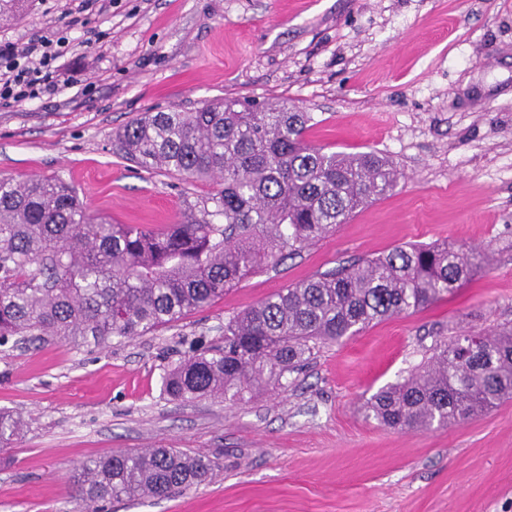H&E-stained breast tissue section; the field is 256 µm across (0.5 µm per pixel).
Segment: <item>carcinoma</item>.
<instances>
[{
	"label": "carcinoma",
	"instance_id": "obj_1",
	"mask_svg": "<svg viewBox=\"0 0 512 512\" xmlns=\"http://www.w3.org/2000/svg\"><path fill=\"white\" fill-rule=\"evenodd\" d=\"M33 0H0V20ZM314 115L286 105L216 100L192 112H146L119 130L116 150L146 170L219 182L174 224H112L87 213L60 178L0 177V346L12 339L106 348L211 305L285 254L340 229L392 191L400 173L375 152L310 144ZM482 254L406 244L290 284L224 323V345L170 369L163 391L179 401H245L282 386L327 343L425 308L467 283ZM427 360L386 386L368 408L385 426L424 430L465 422L512 398V327L437 340ZM22 416L0 409V448ZM201 455L174 448L121 452L80 465V507L162 498L210 478Z\"/></svg>",
	"mask_w": 512,
	"mask_h": 512
}]
</instances>
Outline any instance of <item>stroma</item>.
Listing matches in <instances>:
<instances>
[{"label": "stroma", "mask_w": 512, "mask_h": 512, "mask_svg": "<svg viewBox=\"0 0 512 512\" xmlns=\"http://www.w3.org/2000/svg\"><path fill=\"white\" fill-rule=\"evenodd\" d=\"M34 0L0 23L28 40L59 17ZM52 94L0 107V176H58L116 224L175 222L217 185L147 171L113 136L141 113L219 98L313 113L326 151H375L397 187L337 232L208 307L104 349L0 347V409L25 428L0 450V512H76L89 460L165 445L208 457L210 481L108 512H512V401L472 420L394 430L367 412L434 339L512 326V0H112L67 32ZM483 251L454 293L320 348L282 390L240 405L161 390L197 339L289 284L407 243Z\"/></svg>", "instance_id": "obj_1"}]
</instances>
